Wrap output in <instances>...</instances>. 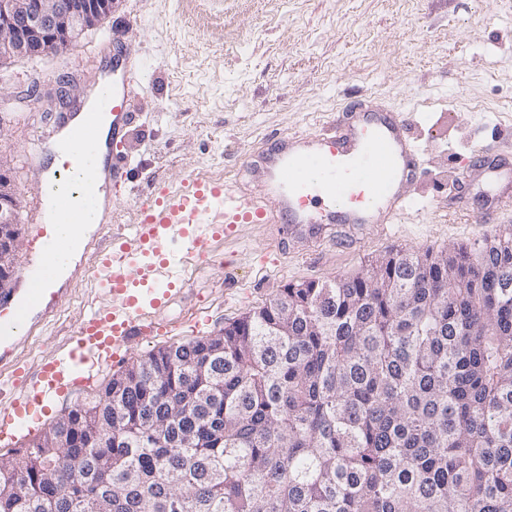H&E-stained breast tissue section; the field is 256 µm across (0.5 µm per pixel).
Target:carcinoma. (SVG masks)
Returning a JSON list of instances; mask_svg holds the SVG:
<instances>
[{"mask_svg":"<svg viewBox=\"0 0 512 512\" xmlns=\"http://www.w3.org/2000/svg\"><path fill=\"white\" fill-rule=\"evenodd\" d=\"M505 233L150 352L0 459V512H512Z\"/></svg>","mask_w":512,"mask_h":512,"instance_id":"cac0c4a2","label":"carcinoma"}]
</instances>
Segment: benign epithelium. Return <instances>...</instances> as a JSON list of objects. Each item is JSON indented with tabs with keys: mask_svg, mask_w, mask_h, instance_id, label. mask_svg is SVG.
Listing matches in <instances>:
<instances>
[{
	"mask_svg": "<svg viewBox=\"0 0 512 512\" xmlns=\"http://www.w3.org/2000/svg\"><path fill=\"white\" fill-rule=\"evenodd\" d=\"M117 0H0V59L54 54L112 13ZM0 160V293L14 285V253L19 245L21 203Z\"/></svg>",
	"mask_w": 512,
	"mask_h": 512,
	"instance_id": "obj_1",
	"label": "benign epithelium"
}]
</instances>
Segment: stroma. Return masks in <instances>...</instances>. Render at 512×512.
Masks as SVG:
<instances>
[{
  "label": "stroma",
  "mask_w": 512,
  "mask_h": 512,
  "mask_svg": "<svg viewBox=\"0 0 512 512\" xmlns=\"http://www.w3.org/2000/svg\"><path fill=\"white\" fill-rule=\"evenodd\" d=\"M110 31L124 33L148 81L131 103L122 150L134 171L131 187L112 191L115 224L136 223L152 183L175 188L191 171L240 178L267 135L324 132L355 96L411 116L407 134L422 150L402 223L284 258L269 229L248 224L213 244L210 262H184L189 289L158 315L174 332L132 342L127 363L216 335L286 285L361 273L389 251L470 246L512 226V209L479 222L489 185L472 161L479 145L512 133V0H118L100 28L66 50L0 65V160L23 209L44 169L34 145L55 129L64 87H87L90 51ZM64 286L56 315L21 344L20 366L60 352L104 301L79 270Z\"/></svg>",
  "instance_id": "obj_1"
}]
</instances>
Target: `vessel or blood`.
<instances>
[{
	"label": "vessel or blood",
	"instance_id": "b4317fda",
	"mask_svg": "<svg viewBox=\"0 0 512 512\" xmlns=\"http://www.w3.org/2000/svg\"><path fill=\"white\" fill-rule=\"evenodd\" d=\"M113 51L109 42L100 48L101 56L112 59L100 107L59 121L68 132L63 161L35 202L41 215L36 236L43 248L17 276L12 293L0 297V364L13 366L23 383L21 389L0 391L1 440L50 413L75 375L92 381L95 369L122 361L132 339L157 332L156 313L186 289L172 270L176 251L207 261L211 242L239 224L268 225L281 249L336 226L394 224L406 209L404 188L417 167L418 148L404 133L405 116L363 101L350 103V123L323 134L288 137L251 157L245 169L257 187L191 172L178 188H157L139 222L114 232L110 245L87 242L86 271L107 304L81 320L62 354L33 370L16 367L20 341L36 333L63 300L54 283L76 245L75 225L111 224L112 190L127 185L131 176L132 161L121 146L130 132L129 101L142 84V66ZM106 114L112 121L105 130ZM490 174L496 189L486 197L488 206L512 204V167H494Z\"/></svg>",
	"mask_w": 512,
	"mask_h": 512
}]
</instances>
